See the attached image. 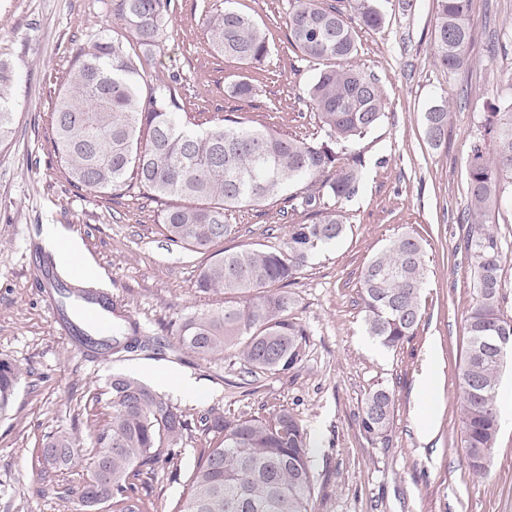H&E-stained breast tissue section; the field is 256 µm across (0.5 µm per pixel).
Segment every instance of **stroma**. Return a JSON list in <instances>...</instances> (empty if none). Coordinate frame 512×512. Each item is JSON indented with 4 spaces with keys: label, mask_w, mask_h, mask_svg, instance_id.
I'll return each instance as SVG.
<instances>
[{
    "label": "stroma",
    "mask_w": 512,
    "mask_h": 512,
    "mask_svg": "<svg viewBox=\"0 0 512 512\" xmlns=\"http://www.w3.org/2000/svg\"><path fill=\"white\" fill-rule=\"evenodd\" d=\"M168 37L145 80L170 85L182 111L213 120L229 108L251 125L286 134L309 127L304 89L317 72L287 41L289 0H175ZM230 7L268 31L270 56L260 68L215 54L202 27L205 12ZM386 22L358 33L357 62L385 94V115L344 151L359 162L357 193L340 201L343 236L315 252L295 281L290 316L307 333L301 362L285 374H244L233 352L204 359L179 350L185 319L224 303L197 286L210 254L171 245L160 202L132 186L113 193L74 189L61 177L48 139L54 102L78 51L96 36L120 31L112 0H0V61L14 70L16 120L0 145V361L20 378L0 412V512H80L75 495L91 476L95 436L112 417L109 383L124 374L156 386L169 372L202 388L193 400L174 388L163 394L189 423L175 469L157 470L137 495L144 512H175L188 474L204 449L216 445L201 419L216 412L233 420L285 408L301 422L313 448L314 512H512V408L500 406L497 451L483 476L473 475L461 442L456 374L466 344V312L474 298L471 261L461 249L459 218L467 205L466 161L494 107L512 102V0H471L473 49L455 71L435 56L436 0H417L402 14L387 0ZM256 89L248 101L229 95L235 81ZM450 104L448 137L440 147L425 136V113ZM506 205L484 222L498 236L505 316L512 318V185ZM302 214L281 215L278 203L235 211L224 248L276 247ZM74 247L95 275L82 279L48 244L46 227ZM423 239L427 274L422 317L413 339L388 349L367 335L362 273L391 237ZM71 285L112 293L122 315L164 337L160 354L137 352L116 361L72 347L55 322L39 281L40 255ZM439 381L433 397L420 390L427 363ZM395 395L385 437L363 431L360 414L376 387ZM431 421L432 435L418 430ZM69 435L75 463L54 468L42 449Z\"/></svg>",
    "instance_id": "stroma-1"
}]
</instances>
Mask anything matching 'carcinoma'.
Listing matches in <instances>:
<instances>
[{"instance_id":"cac0c4a2","label":"carcinoma","mask_w":512,"mask_h":512,"mask_svg":"<svg viewBox=\"0 0 512 512\" xmlns=\"http://www.w3.org/2000/svg\"><path fill=\"white\" fill-rule=\"evenodd\" d=\"M115 14L142 54L124 40L101 36L68 72L51 113L50 141L61 173L73 187L114 192L133 178L158 200L179 203L161 212L167 239L206 251L232 234V212L282 200L310 221L294 224L278 248L224 250L198 277L204 292L221 290L224 306L182 323L178 343L203 358L233 348L247 374L285 373L302 360L308 333L290 318L293 298L269 287L290 282L318 248L344 233L336 202L354 196L361 172L339 163L336 148L365 137L384 117L385 97L377 80L355 63L357 29L385 23L380 0H291L288 44L309 61L327 66L306 88L318 139L275 133L250 125L233 112L208 121L204 129L183 123L174 92L166 84L145 89V67L167 38L174 0H114ZM471 0H436L435 54L455 71L471 55ZM207 39L220 55L245 65H262L270 55L267 32L250 15L232 9L202 19ZM12 73L0 64V143L13 130ZM487 138L467 159L468 224L465 249L472 262L475 298L466 317L467 340L458 367L461 434L467 467L483 474L499 435L498 383L503 365L488 352L495 336L512 334V320L500 307L503 255L500 241L483 217L503 204L501 182L512 179V106L490 113ZM448 126L442 99L425 113V135L438 146ZM301 184V191L288 193ZM427 273L424 248L410 233L392 237L362 274L365 327L386 348L411 340L421 318L420 290ZM78 341L103 358L159 351L165 342L146 336L135 323L112 325L106 338ZM19 372L0 363V405L8 401ZM112 419L97 436L111 453L77 491L82 506L102 495L117 512H142L136 482L171 465L187 429L182 413L140 380L112 376ZM393 393L373 390L364 402L361 426L370 436L387 431ZM207 430L222 436L203 453L190 491L177 512H311L314 493L312 448L298 419L280 409L266 416L201 417ZM73 440L52 438L44 458L71 464Z\"/></svg>"}]
</instances>
